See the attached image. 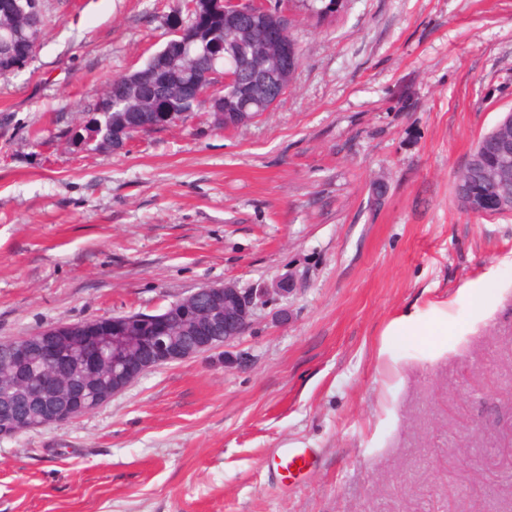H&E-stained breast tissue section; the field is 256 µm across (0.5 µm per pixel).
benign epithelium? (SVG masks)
<instances>
[{"label":"benign epithelium","instance_id":"7a95c632","mask_svg":"<svg viewBox=\"0 0 512 512\" xmlns=\"http://www.w3.org/2000/svg\"><path fill=\"white\" fill-rule=\"evenodd\" d=\"M193 20L185 22L176 12L167 20L169 40L164 51L184 57L192 46L204 42L224 55V0H193ZM42 39L40 32L31 34L17 47L15 63L9 70L16 71L26 64ZM253 81L264 87L292 67V55L271 54L263 47L256 53ZM209 89L198 91L190 98L192 105L211 113L214 121L225 119L224 94L220 90L234 84V75L224 68H212L206 75ZM142 105L118 111L112 116V137L97 141V146L119 150L126 144L128 121L135 112H144ZM103 113L93 112L85 122L76 126L70 140L87 144L92 142L85 134L88 125L102 124ZM500 144V159L494 172L500 177L499 186L504 196H512V111L506 113L492 128ZM294 291L291 280L283 278L273 288L242 290L232 284L206 285L180 298L159 314L135 313L100 318L91 323L80 322L58 325L20 336L9 342L8 357L22 364L32 357L39 358L47 369L32 371L26 398L44 409L40 418L24 413L10 425L0 429V439L15 437L33 430L57 425L70 420L76 406L90 412L112 396L122 392L140 376L162 365L183 361L204 352L222 347L239 338L247 329L254 309L276 296ZM179 312L189 320L190 336L184 342L170 335L171 313ZM112 346V378L98 388L96 401L83 395L98 380L97 372L107 366L105 350Z\"/></svg>","mask_w":512,"mask_h":512}]
</instances>
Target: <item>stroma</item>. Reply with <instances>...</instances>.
Listing matches in <instances>:
<instances>
[{
  "instance_id": "obj_1",
  "label": "stroma",
  "mask_w": 512,
  "mask_h": 512,
  "mask_svg": "<svg viewBox=\"0 0 512 512\" xmlns=\"http://www.w3.org/2000/svg\"><path fill=\"white\" fill-rule=\"evenodd\" d=\"M182 0H44L0 78V342L293 277L230 345L0 439V512H512V213L454 177L512 110V0L298 20L288 92L109 151L68 136ZM306 449L300 476L280 450Z\"/></svg>"
}]
</instances>
